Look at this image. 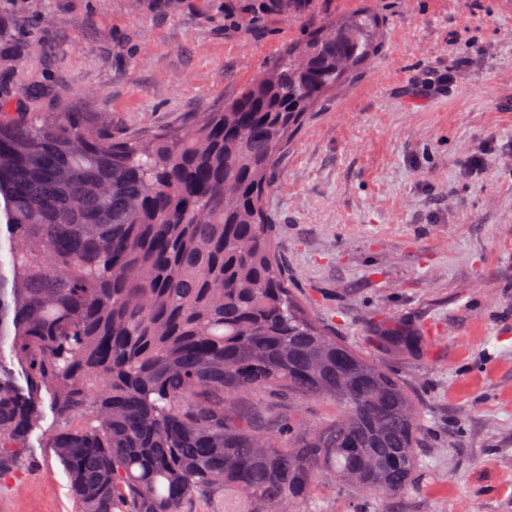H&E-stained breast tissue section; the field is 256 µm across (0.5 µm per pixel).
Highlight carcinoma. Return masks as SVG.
<instances>
[{
	"mask_svg": "<svg viewBox=\"0 0 512 512\" xmlns=\"http://www.w3.org/2000/svg\"><path fill=\"white\" fill-rule=\"evenodd\" d=\"M317 0H238L248 26ZM364 8L319 21L231 102L176 130L116 138L56 109L5 116L0 90V477L24 469L53 394L49 447L79 512H297L323 485L391 499L419 467L418 403L379 358L348 345L289 287L267 198L292 135L375 58ZM9 270H4V266ZM419 354L401 323L368 339ZM257 391L321 399L333 415L270 423Z\"/></svg>",
	"mask_w": 512,
	"mask_h": 512,
	"instance_id": "cac0c4a2",
	"label": "carcinoma"
}]
</instances>
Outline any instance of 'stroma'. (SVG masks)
<instances>
[{
	"label": "stroma",
	"mask_w": 512,
	"mask_h": 512,
	"mask_svg": "<svg viewBox=\"0 0 512 512\" xmlns=\"http://www.w3.org/2000/svg\"><path fill=\"white\" fill-rule=\"evenodd\" d=\"M224 3L13 0L41 22L0 41L20 58L6 86H39L27 118L66 108L120 138L184 126L310 29L277 15L244 28ZM363 5L381 19L378 52L315 108L275 175L279 254L310 312L354 347L386 322L426 338L423 357L389 363L421 409L420 466L365 512H512V0H320L318 16ZM451 68V86L414 95ZM491 140L472 175L470 155ZM55 425L43 397L0 512H78L46 446Z\"/></svg>",
	"instance_id": "obj_1"
}]
</instances>
